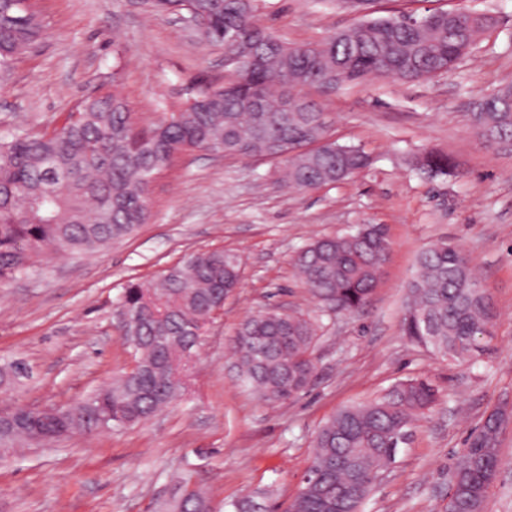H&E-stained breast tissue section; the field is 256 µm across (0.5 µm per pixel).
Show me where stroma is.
<instances>
[{
	"mask_svg": "<svg viewBox=\"0 0 512 512\" xmlns=\"http://www.w3.org/2000/svg\"><path fill=\"white\" fill-rule=\"evenodd\" d=\"M44 35L0 71V134L49 131L84 97L119 86L140 126L223 82L224 51L200 46L181 17L146 0H37ZM260 23L292 45L321 41L360 19L347 0H256ZM465 7L495 27L450 71L420 82L370 78L313 87L331 132L373 162L352 178L290 194L276 161L180 155L150 186L152 216L132 238L80 256L41 255L0 285V362L29 377L0 391V408L74 403L128 371L133 352L116 327V302L196 252L242 262L239 288L205 328L183 367L184 390L139 424L32 446L0 460V512H162L182 484L221 512L251 498L286 512L310 466L317 429L337 409L401 380L426 376L441 398L378 481L363 512H446L466 440L502 401L512 402V152L475 134L479 100L512 82V0H372L370 16ZM448 155L431 177L416 158ZM382 224L390 250L372 301L338 314L296 277L294 258L315 238ZM463 247L497 317L493 350L475 363L444 359L401 327L419 254L440 241ZM276 307L317 321L316 372L303 395L267 402L238 380L228 358L252 311ZM485 512H512V425Z\"/></svg>",
	"mask_w": 512,
	"mask_h": 512,
	"instance_id": "stroma-1",
	"label": "stroma"
}]
</instances>
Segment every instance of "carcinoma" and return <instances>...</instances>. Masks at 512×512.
I'll list each match as a JSON object with an SVG mask.
<instances>
[{
	"mask_svg": "<svg viewBox=\"0 0 512 512\" xmlns=\"http://www.w3.org/2000/svg\"><path fill=\"white\" fill-rule=\"evenodd\" d=\"M255 0H160L198 21L203 45L222 46L243 64L234 81L208 84L147 128L134 121L118 89L96 93L51 131L18 128L0 137V282L27 272L45 250L81 255L132 237L150 217L149 188L179 154L276 159L282 184L303 192L343 181L367 168L364 149L330 136L328 113L298 97L301 86H332L370 76L414 82L450 70L485 34V14L467 8L394 13L370 18L316 44L266 55L261 43L275 34L261 26ZM236 34L228 45L224 31ZM43 33L38 11L22 17L18 0H0V69H7ZM294 101L283 112L285 99ZM475 133L497 149L512 148V85L497 87L472 113ZM417 165L448 174V156L428 153ZM390 243L380 224H359L326 235L295 258L302 283L320 303L349 314L374 293ZM241 260L232 252L191 254L149 283L131 282L117 301L126 316L120 333L137 368L70 406L30 411L13 408L0 420V446L38 445L45 437L93 433L101 424L132 426L180 395L178 367L195 349L210 313L240 285ZM495 312L472 261L458 245L442 241L423 251L407 286L402 328L413 342L464 363L490 351ZM317 326L296 313L259 310L239 325L233 368L239 380L266 401L293 399L309 385L316 364ZM28 378L20 361L0 364V389ZM424 377L393 385L363 404L340 408L316 432L310 469L316 482L301 485L286 512H362L374 474L403 444L417 421L439 401ZM508 422L493 410L470 434L448 489V512H483L501 465L498 448ZM185 512H211L200 492Z\"/></svg>",
	"mask_w": 512,
	"mask_h": 512,
	"instance_id": "1",
	"label": "carcinoma"
}]
</instances>
